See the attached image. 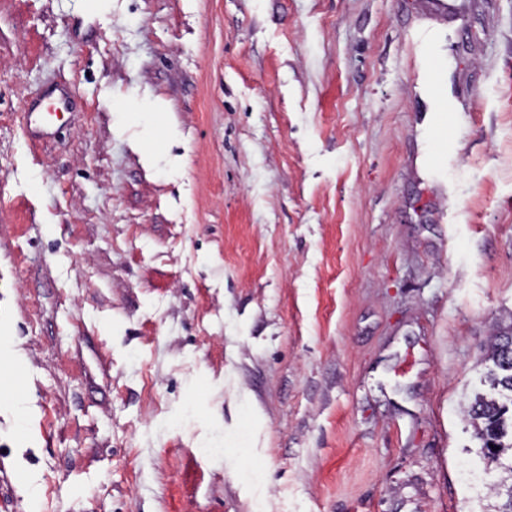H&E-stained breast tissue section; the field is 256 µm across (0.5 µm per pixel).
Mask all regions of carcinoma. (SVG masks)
I'll return each mask as SVG.
<instances>
[{"mask_svg":"<svg viewBox=\"0 0 512 512\" xmlns=\"http://www.w3.org/2000/svg\"><path fill=\"white\" fill-rule=\"evenodd\" d=\"M486 361L489 392L476 395L466 413L477 439L496 441L494 450L481 452L507 473L492 490L505 498L497 512H512V325L493 334Z\"/></svg>","mask_w":512,"mask_h":512,"instance_id":"1","label":"carcinoma"}]
</instances>
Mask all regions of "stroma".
I'll return each mask as SVG.
<instances>
[{"instance_id":"stroma-1","label":"stroma","mask_w":512,"mask_h":512,"mask_svg":"<svg viewBox=\"0 0 512 512\" xmlns=\"http://www.w3.org/2000/svg\"><path fill=\"white\" fill-rule=\"evenodd\" d=\"M456 6L0 0V512H489L512 0Z\"/></svg>"}]
</instances>
